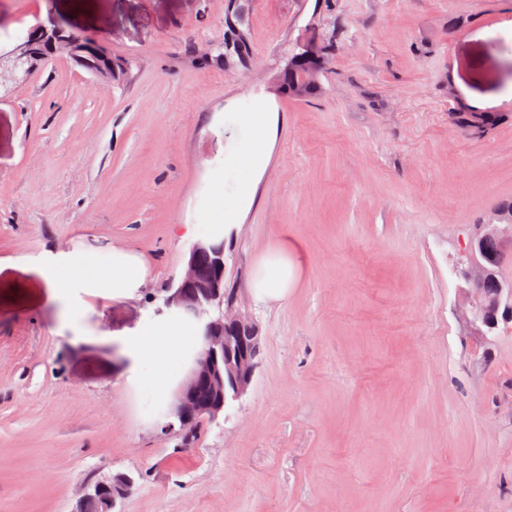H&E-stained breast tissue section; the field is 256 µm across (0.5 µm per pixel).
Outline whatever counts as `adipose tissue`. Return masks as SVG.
Listing matches in <instances>:
<instances>
[{
  "instance_id": "ef3b65f1",
  "label": "adipose tissue",
  "mask_w": 512,
  "mask_h": 512,
  "mask_svg": "<svg viewBox=\"0 0 512 512\" xmlns=\"http://www.w3.org/2000/svg\"><path fill=\"white\" fill-rule=\"evenodd\" d=\"M241 122L248 130L247 141L224 158L225 168L236 177L238 192L234 198L216 193L215 206L210 213L209 236L221 239L237 225L243 208L252 201L259 175L269 162V143L275 128V119L269 112H244ZM103 283L111 288L113 296H125L143 278L139 263L127 258L121 251H113L111 269H103L96 258L80 255L60 267L52 281L54 289H62L74 278ZM293 279V265L288 258L287 244L267 252L259 262L253 278V287L259 298L281 299L288 293ZM201 346L199 325L172 319L158 323L127 337L122 347L137 365L147 366L140 382L142 387L161 392L165 401H172L176 384L171 366L182 360L192 362Z\"/></svg>"
}]
</instances>
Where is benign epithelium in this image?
I'll return each instance as SVG.
<instances>
[{
    "mask_svg": "<svg viewBox=\"0 0 512 512\" xmlns=\"http://www.w3.org/2000/svg\"><path fill=\"white\" fill-rule=\"evenodd\" d=\"M93 42L95 38L79 36L63 26L40 28L29 35L12 49L0 52V88L11 91L25 81L29 73L30 60L52 54L57 58L72 60L80 50L82 42ZM310 62L301 69L292 81L286 85L288 96L296 100L308 98L311 89H320V77L324 64V47L317 38L306 40L298 53L288 64L292 69L298 62ZM501 236L512 240V226L509 224H481L471 237L468 258L474 260L483 253L487 238ZM201 252H208L214 257L218 276L207 286L199 281L195 257ZM225 274L224 241L203 240L194 242L188 251L185 265L179 279L168 289L163 299L166 308H177L194 314L202 326V347L189 368L185 379L179 385L174 402L168 415L180 423L181 434L186 441H191L192 432L199 420H215L225 409V386L232 389V398L236 399L246 392L257 369V362L243 351L232 352V334L244 325L252 324V317L245 300L234 290L227 296L221 288ZM461 279L465 282L463 290L469 295V323L480 330L492 332L500 324L512 323V289L504 291L505 304L501 312L485 311L475 289L470 287L471 267L461 269ZM208 383L219 400L203 408L195 398L197 387ZM131 477L122 475L115 479L105 478L86 487L80 498L106 488L110 491L107 512H115L117 502L123 499L133 486Z\"/></svg>",
    "mask_w": 512,
    "mask_h": 512,
    "instance_id": "benign-epithelium-1",
    "label": "benign epithelium"
}]
</instances>
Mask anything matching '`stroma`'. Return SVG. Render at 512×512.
<instances>
[{"mask_svg":"<svg viewBox=\"0 0 512 512\" xmlns=\"http://www.w3.org/2000/svg\"><path fill=\"white\" fill-rule=\"evenodd\" d=\"M55 24L133 66L107 87L55 58L0 93V512H77L110 473L134 480L119 512H512V328L468 326L456 268L512 199V0H0V51ZM312 36L322 91L294 100L278 77ZM234 112L278 115L224 240L261 351L185 448L121 341L175 315L195 227L236 191ZM282 240L292 286L258 301ZM116 249L144 269L128 295L53 293Z\"/></svg>","mask_w":512,"mask_h":512,"instance_id":"stroma-1","label":"stroma"}]
</instances>
